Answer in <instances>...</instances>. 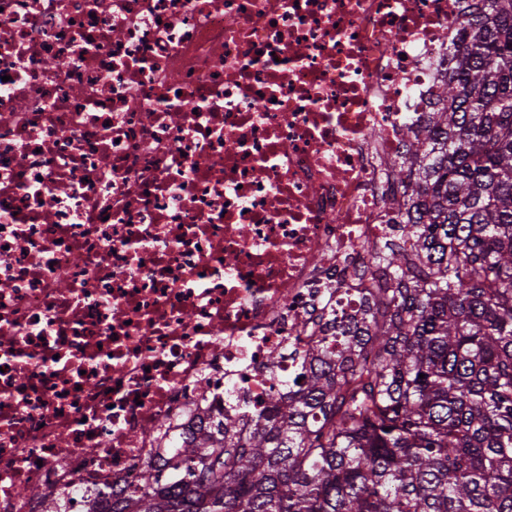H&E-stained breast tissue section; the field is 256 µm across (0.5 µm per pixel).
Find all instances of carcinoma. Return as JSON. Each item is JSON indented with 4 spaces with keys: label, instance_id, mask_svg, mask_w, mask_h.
Segmentation results:
<instances>
[{
    "label": "carcinoma",
    "instance_id": "1",
    "mask_svg": "<svg viewBox=\"0 0 512 512\" xmlns=\"http://www.w3.org/2000/svg\"><path fill=\"white\" fill-rule=\"evenodd\" d=\"M448 8L356 310L327 299L262 409L227 396L108 512H512V0Z\"/></svg>",
    "mask_w": 512,
    "mask_h": 512
}]
</instances>
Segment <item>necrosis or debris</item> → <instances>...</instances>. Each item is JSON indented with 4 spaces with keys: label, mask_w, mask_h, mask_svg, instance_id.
<instances>
[{
    "label": "necrosis or debris",
    "mask_w": 512,
    "mask_h": 512,
    "mask_svg": "<svg viewBox=\"0 0 512 512\" xmlns=\"http://www.w3.org/2000/svg\"><path fill=\"white\" fill-rule=\"evenodd\" d=\"M456 29L448 0H0V512H103L163 423L266 399L391 232L382 165Z\"/></svg>",
    "instance_id": "4bbe7bcc"
}]
</instances>
